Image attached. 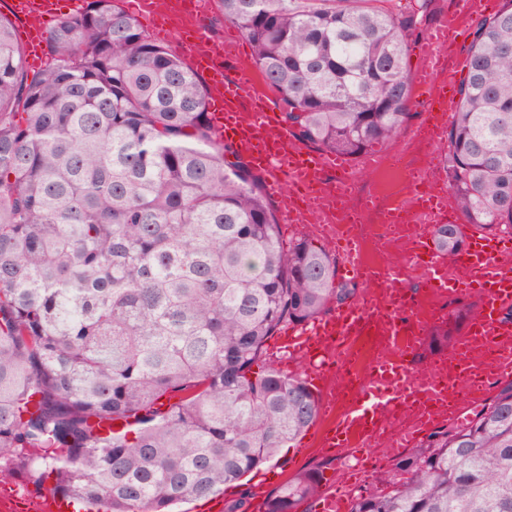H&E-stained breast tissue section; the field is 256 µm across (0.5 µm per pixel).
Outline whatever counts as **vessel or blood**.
Instances as JSON below:
<instances>
[{
  "mask_svg": "<svg viewBox=\"0 0 512 512\" xmlns=\"http://www.w3.org/2000/svg\"><path fill=\"white\" fill-rule=\"evenodd\" d=\"M495 6V0H455L453 8L441 15L420 44L413 81L420 87L421 96L415 104L421 110L454 108L460 69L448 65V49L456 40L462 19L492 12ZM9 8L14 17L28 21L26 59L30 66L40 67L44 62L40 21L56 16L60 0H10ZM179 24L195 32L182 46L195 70L210 81V120L217 141L234 144L264 175L267 189L281 203V221L286 228H304L337 245L340 271L360 284L370 283L363 242L346 237L319 201L322 195L339 193L355 183L357 170L374 171L386 165V156L371 153L354 166L336 154L305 149L292 138L271 104L238 37H226L219 51L213 53L197 9L185 13ZM227 61L238 66L229 81L224 78L223 64ZM414 219L419 234L401 260L382 269L390 308L385 355L361 359V379L351 396L340 401L331 395L320 402L321 408L338 411L325 446L333 453L357 447L353 474L358 478L373 469L376 439L388 437L389 452L400 454L429 430L436 419V406L447 405L450 418H462L465 406L484 400L490 381L512 378V352L497 353L491 371L482 379L475 378L465 362L471 339L479 337L492 346L512 340V320L503 314L512 305V271L500 264L502 257L512 254V237L474 232L449 264L437 256L430 241L436 225L463 221L451 193L439 196L433 204L415 202ZM412 267L421 268L425 287L438 293L452 297L469 289L483 299L466 336L448 351L449 360L459 367L454 384H447L436 372L418 375L410 362L425 333L416 299L406 285L407 271ZM452 268L461 271V278H449ZM368 315L365 296L355 297L329 316L283 329L273 338L270 355L279 369L303 370L311 388L322 392L330 372L340 369L357 351ZM411 410L417 413L412 423L404 430L392 431L396 416ZM319 504L321 512H349L350 494L346 487L333 484L321 491Z\"/></svg>",
  "mask_w": 512,
  "mask_h": 512,
  "instance_id": "b4317fda",
  "label": "vessel or blood"
}]
</instances>
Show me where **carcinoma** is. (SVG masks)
<instances>
[{
	"instance_id": "obj_1",
	"label": "carcinoma",
	"mask_w": 512,
	"mask_h": 512,
	"mask_svg": "<svg viewBox=\"0 0 512 512\" xmlns=\"http://www.w3.org/2000/svg\"><path fill=\"white\" fill-rule=\"evenodd\" d=\"M215 0L294 138L356 158L409 112L410 46L432 0ZM442 163L469 226L512 235V0L472 24ZM29 75L0 15V468L88 512H173L273 461L318 416L300 374L253 370L269 340L355 289L216 141L207 93L112 0L46 31ZM316 471L265 512H298ZM351 512H512V382L398 457Z\"/></svg>"
}]
</instances>
